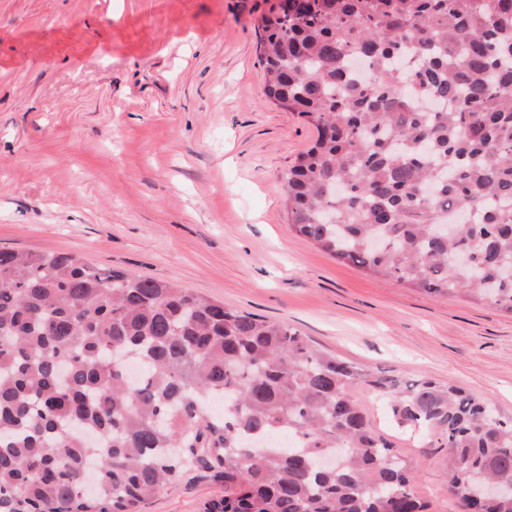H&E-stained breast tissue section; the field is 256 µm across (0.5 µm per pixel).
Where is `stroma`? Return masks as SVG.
<instances>
[{
  "instance_id": "35a3bbf8",
  "label": "stroma",
  "mask_w": 512,
  "mask_h": 512,
  "mask_svg": "<svg viewBox=\"0 0 512 512\" xmlns=\"http://www.w3.org/2000/svg\"><path fill=\"white\" fill-rule=\"evenodd\" d=\"M264 0H0V248L71 252L299 330L374 373L453 381L512 416V313L340 263L290 226L316 131L265 95ZM377 430L430 512H462L429 432ZM199 482L143 512H202Z\"/></svg>"
}]
</instances>
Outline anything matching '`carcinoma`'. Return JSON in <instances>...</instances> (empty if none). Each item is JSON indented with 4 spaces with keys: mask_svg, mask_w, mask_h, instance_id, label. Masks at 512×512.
<instances>
[{
    "mask_svg": "<svg viewBox=\"0 0 512 512\" xmlns=\"http://www.w3.org/2000/svg\"><path fill=\"white\" fill-rule=\"evenodd\" d=\"M265 2L266 96L317 131L284 176L293 230L512 312V0ZM359 387L439 436L463 512H512L482 497L512 486V417L452 382L370 373L169 281L0 250V512H142L200 481L224 486L204 512H427Z\"/></svg>",
    "mask_w": 512,
    "mask_h": 512,
    "instance_id": "carcinoma-1",
    "label": "carcinoma"
}]
</instances>
